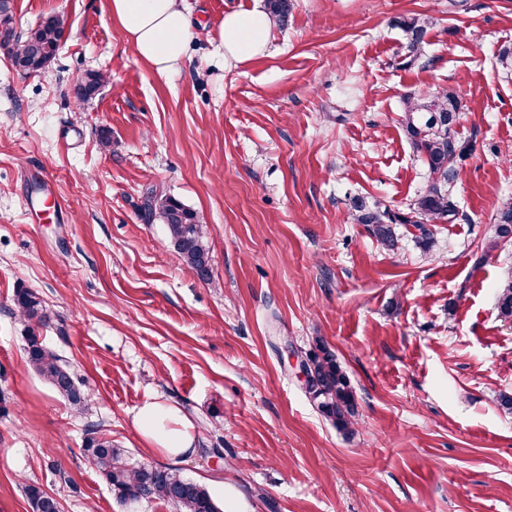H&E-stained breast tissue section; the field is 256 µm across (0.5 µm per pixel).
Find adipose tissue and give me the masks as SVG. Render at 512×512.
Returning a JSON list of instances; mask_svg holds the SVG:
<instances>
[{"mask_svg": "<svg viewBox=\"0 0 512 512\" xmlns=\"http://www.w3.org/2000/svg\"><path fill=\"white\" fill-rule=\"evenodd\" d=\"M112 17L125 32L138 56L156 73L175 69L184 55L191 22L179 0H111ZM273 22L264 0L226 13L221 44L227 57L244 61L264 54ZM134 429L170 462L193 452L190 427L177 407L160 402L141 406Z\"/></svg>", "mask_w": 512, "mask_h": 512, "instance_id": "adipose-tissue-1", "label": "adipose tissue"}]
</instances>
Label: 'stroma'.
Wrapping results in <instances>:
<instances>
[{
	"mask_svg": "<svg viewBox=\"0 0 512 512\" xmlns=\"http://www.w3.org/2000/svg\"><path fill=\"white\" fill-rule=\"evenodd\" d=\"M264 55L221 46L250 0H183L193 22L161 76L109 0H12L16 33L67 20L55 60L15 70L0 50V512L128 508L83 459L98 425L134 462L166 459L137 434L148 402L179 408L194 453L178 469L249 512H512V322L497 287L512 244L486 253L512 197V0H291ZM431 21L420 56L399 22ZM103 82L81 102L87 73ZM449 89L467 148L458 214L425 250L409 224L380 245L352 198L410 215L429 172L403 127L408 98ZM109 146L99 142L101 131ZM194 209L212 277L183 266L147 192ZM35 290L41 336L91 394L74 413L28 364L16 289ZM322 337L358 394L352 433L306 391L298 356ZM26 494L33 512H60L59 502L39 487L35 485L28 486Z\"/></svg>",
	"mask_w": 512,
	"mask_h": 512,
	"instance_id": "stroma-1",
	"label": "stroma"
}]
</instances>
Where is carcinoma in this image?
I'll list each match as a JSON object with an SVG mask.
<instances>
[{"label":"carcinoma","mask_w":512,"mask_h":512,"mask_svg":"<svg viewBox=\"0 0 512 512\" xmlns=\"http://www.w3.org/2000/svg\"><path fill=\"white\" fill-rule=\"evenodd\" d=\"M290 8V0H268L269 14L276 22H284ZM66 25L64 16L53 15L20 37L12 27V17H0V47L10 48L13 63L21 64L27 71H38L55 59ZM400 26L407 36L408 51L419 54L427 22L411 17L401 20ZM101 83V76L88 75L78 83L76 97L81 101L91 98ZM460 110V100L447 89L407 102L403 124L431 176L428 189L414 203L412 215L401 217L377 203L368 206L362 198L352 200L356 222L369 227L371 234L387 249L397 248L393 225L411 224L419 231L417 243L430 250L436 241L427 225L457 215L446 185L453 180L457 161L465 157L466 147L459 144L451 132L460 118ZM146 208L149 214L159 215L167 226L171 242L185 268L205 282L210 280L209 248L197 213L169 196L149 198ZM508 236L512 237L511 200L498 209L487 249L498 248ZM13 302L16 314L30 323L26 336L28 364L67 399L73 410L83 412L90 400L89 392L64 360L41 339L40 330L50 322L41 298L32 289L19 288L14 293ZM497 309L502 318L512 320V272L507 273L500 284ZM305 363L309 375L307 392L319 411L336 428L350 430L357 423V394L336 355L318 337L306 354ZM82 452L122 505L147 499L171 504L176 512H222L205 487L184 477L178 470L148 463L129 464L121 450L112 445V439L96 427L88 430ZM26 494L32 512H60L59 502L39 487L28 486Z\"/></svg>","instance_id":"1"}]
</instances>
